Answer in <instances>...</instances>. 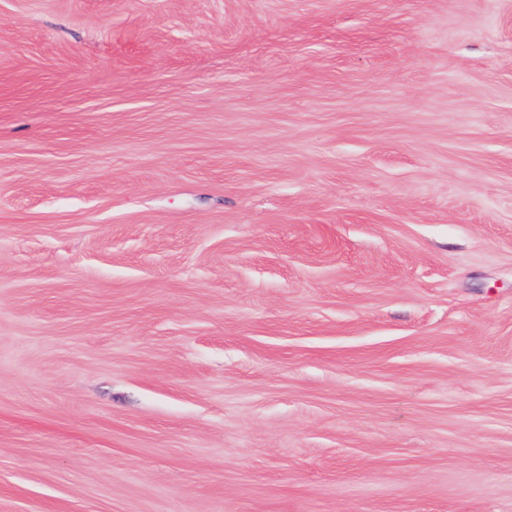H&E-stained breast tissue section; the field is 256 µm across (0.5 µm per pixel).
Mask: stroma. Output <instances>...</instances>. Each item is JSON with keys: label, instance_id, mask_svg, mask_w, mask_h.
<instances>
[{"label": "stroma", "instance_id": "35a3bbf8", "mask_svg": "<svg viewBox=\"0 0 512 512\" xmlns=\"http://www.w3.org/2000/svg\"><path fill=\"white\" fill-rule=\"evenodd\" d=\"M0 512H512V0H0Z\"/></svg>", "mask_w": 512, "mask_h": 512}]
</instances>
